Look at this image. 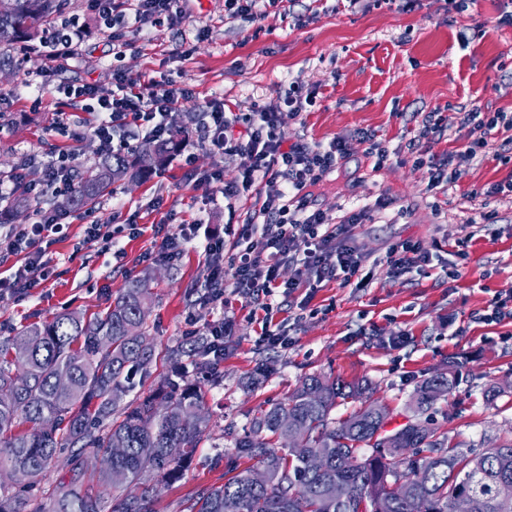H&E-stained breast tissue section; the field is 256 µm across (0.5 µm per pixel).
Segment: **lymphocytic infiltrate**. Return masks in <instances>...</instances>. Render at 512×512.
<instances>
[{
	"label": "lymphocytic infiltrate",
	"instance_id": "obj_1",
	"mask_svg": "<svg viewBox=\"0 0 512 512\" xmlns=\"http://www.w3.org/2000/svg\"><path fill=\"white\" fill-rule=\"evenodd\" d=\"M92 10L100 29L108 32L113 57H121L125 48L141 37L146 24L161 18L183 17L180 0H92ZM84 38L82 27L69 22L52 23L39 50L44 67L37 90L46 89L64 62L77 54ZM115 87L103 90L87 84H61L57 91L56 127L68 131L67 112L81 109L92 112L96 120L90 128L102 151L115 153L116 130L132 126L147 136L164 140L170 137L181 112L182 100L190 94L187 86L163 78L132 79L121 70H114ZM313 98L301 86L289 84L280 91L276 104L263 107L257 115L227 111L223 100L211 98L202 105V121L198 127L201 143L218 155L245 157L236 180L225 182L222 170H214L204 179L225 199H238L243 193L261 187L265 197L247 224L241 225L236 239L225 243L223 237L211 234L202 244L207 262L206 303L223 304L224 287L232 285L246 302L256 304L265 313L261 334L270 346L284 344L285 339L275 329L270 302L279 286V269L292 263L295 276L288 282L289 291L306 287L305 271H314L318 280L351 279L363 267L366 258L355 244L350 229L371 218V209H383L387 199H377L373 208H361L343 216L339 225H330L325 214L310 207L303 191L317 184L334 171L349 156L352 143L364 145L367 156L376 167H384L391 159L387 146L375 140L369 131L358 132L356 140L336 137L329 147L304 143L287 144L281 128V115L289 111L300 114ZM458 128L464 133L465 145L454 158L443 161L429 154L428 144L444 132L442 118L428 115L416 138L420 145L417 161L428 172V189L452 185L457 178L455 161H469L485 154L489 136L494 129L512 130L511 112L461 113ZM40 165L42 178L31 182L26 169ZM75 157L61 151L47 160L28 155L23 165L10 175L0 177V197L16 187H26L35 197L48 191L67 193L72 187ZM63 224L49 210L38 212L28 224L10 226L0 233V262L18 257L22 263L9 275L0 276V291L7 290L24 296L48 280L52 273L46 246L62 234Z\"/></svg>",
	"mask_w": 512,
	"mask_h": 512
}]
</instances>
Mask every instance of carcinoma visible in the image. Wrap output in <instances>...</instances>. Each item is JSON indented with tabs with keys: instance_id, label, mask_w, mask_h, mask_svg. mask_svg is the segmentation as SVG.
<instances>
[{
	"instance_id": "obj_1",
	"label": "carcinoma",
	"mask_w": 512,
	"mask_h": 512,
	"mask_svg": "<svg viewBox=\"0 0 512 512\" xmlns=\"http://www.w3.org/2000/svg\"><path fill=\"white\" fill-rule=\"evenodd\" d=\"M62 0H9L0 11V59H10L23 39H35ZM175 137L146 155L135 148L104 155L78 174L65 205L90 208L110 190L119 173L131 181L155 169L177 147ZM23 189L0 201V224L33 208ZM150 274L127 281L105 312L86 318L66 312L0 340V471L21 468L28 480L0 484V512H104V499L126 490L111 512H153L152 481L172 482L208 426L204 398L186 375L165 379L153 393L127 399L131 371L152 363L154 348L146 332L151 304ZM462 364L417 382L409 406L416 415L431 409L456 387ZM66 369L71 383L59 387L56 373ZM367 387L312 374L304 376L284 402L261 410L250 431L235 441L240 456L265 468L270 483L255 484L238 474L200 490L187 512H452L466 497L472 512H512V442L465 451L448 445V433L410 422L385 429L384 406L364 398ZM360 398L362 406L336 421L338 400ZM52 419L55 427H41ZM294 436L322 454L324 470L303 456L285 454L276 443ZM125 442L112 468L86 484L85 456L103 452L112 441ZM69 480L55 488L47 507L31 506L34 487L59 465Z\"/></svg>"
}]
</instances>
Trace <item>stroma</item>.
<instances>
[{"label": "stroma", "instance_id": "stroma-1", "mask_svg": "<svg viewBox=\"0 0 512 512\" xmlns=\"http://www.w3.org/2000/svg\"><path fill=\"white\" fill-rule=\"evenodd\" d=\"M181 23L146 28L142 40L113 59L107 33L91 23L89 0H64L63 16L88 22L78 56L59 78L111 90L113 69L132 78L165 76L194 89L182 113L198 117L203 100L220 98L237 113H253L276 101L288 83L312 92L315 103L300 115L283 112L288 143L329 144L357 130L373 132L399 152L374 170L362 145H353L340 168L310 188L312 207L339 224L352 207L390 198L373 222L356 225L355 239L367 256L359 276L366 287L335 279L292 295L276 292L277 324L286 346L259 340L261 329L251 307L232 288L223 307H200L207 266L195 243L173 260H145L159 239L153 229L200 224L208 232L247 223L261 201L257 195L227 202L221 193L197 187L203 174L220 168L234 180L245 159L223 157L188 137L186 158L170 160L147 179L116 181L92 212L66 210L64 231L48 249L53 273L26 298L0 294V339L22 328L70 311L103 312L129 279L152 272L153 302L147 334L155 359L132 378L144 396L174 369L167 350L188 345V321L198 325L229 317L231 337L215 369H186L204 395L209 427L182 477L156 485L155 512H181L199 490L223 484L225 476L249 466L235 440L249 429L261 407L285 401L299 380L321 374L362 383L386 406L388 429L404 425L416 383L462 364L463 379L428 414L431 426L447 431L451 443L482 449L512 439V320L483 319L496 295L512 293V196H486L493 183L512 177L504 162L507 132L492 133L486 153L458 165L450 188L427 191L425 168L414 162L408 143L427 113H439L447 129L431 145L446 157L460 148L459 113H512V25L501 24L503 0H471L456 12L444 0H296L290 11L258 0L262 19L229 16L224 0H187ZM42 56L0 69V172L18 167L26 154L48 158L70 149L79 167L99 159L91 135L73 141L53 132L56 95L36 93ZM146 225L143 235L119 241L122 257L99 254L84 244L85 226ZM410 239L433 256L429 267L394 275L388 248ZM466 261H459L457 248ZM274 370L257 387L247 379L266 359ZM498 383L504 393L486 403L485 387Z\"/></svg>", "mask_w": 512, "mask_h": 512}]
</instances>
